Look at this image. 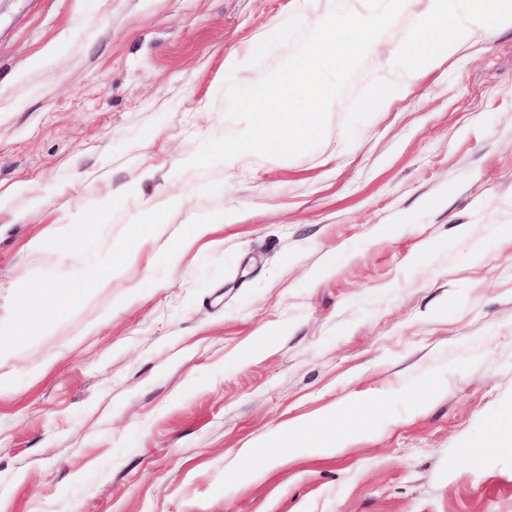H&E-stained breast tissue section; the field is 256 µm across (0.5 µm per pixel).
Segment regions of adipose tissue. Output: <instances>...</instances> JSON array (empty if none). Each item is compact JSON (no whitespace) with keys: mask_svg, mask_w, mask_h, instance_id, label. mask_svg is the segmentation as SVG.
I'll list each match as a JSON object with an SVG mask.
<instances>
[{"mask_svg":"<svg viewBox=\"0 0 512 512\" xmlns=\"http://www.w3.org/2000/svg\"><path fill=\"white\" fill-rule=\"evenodd\" d=\"M485 4L486 0H429L428 21L438 55L455 52L473 36L489 34Z\"/></svg>","mask_w":512,"mask_h":512,"instance_id":"adipose-tissue-1","label":"adipose tissue"}]
</instances>
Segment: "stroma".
Segmentation results:
<instances>
[{"mask_svg": "<svg viewBox=\"0 0 512 512\" xmlns=\"http://www.w3.org/2000/svg\"><path fill=\"white\" fill-rule=\"evenodd\" d=\"M333 5L0 0V319L62 301L0 367V512H512V447L463 453L512 405V23L413 75L406 0L319 146L187 165Z\"/></svg>", "mask_w": 512, "mask_h": 512, "instance_id": "stroma-1", "label": "stroma"}]
</instances>
